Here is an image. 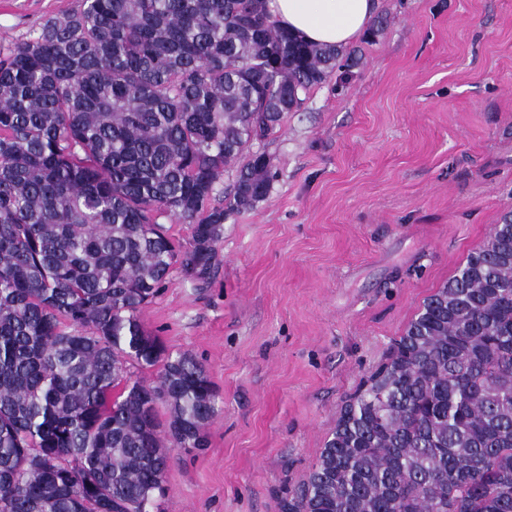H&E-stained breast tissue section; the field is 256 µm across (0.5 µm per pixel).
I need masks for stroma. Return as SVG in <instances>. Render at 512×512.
<instances>
[{"label":"stroma","instance_id":"obj_1","mask_svg":"<svg viewBox=\"0 0 512 512\" xmlns=\"http://www.w3.org/2000/svg\"><path fill=\"white\" fill-rule=\"evenodd\" d=\"M77 0H0V51ZM377 36L253 149L270 190L204 285L140 321L202 362L219 414L172 449L161 512H282L423 301L512 218V0H378Z\"/></svg>","mask_w":512,"mask_h":512}]
</instances>
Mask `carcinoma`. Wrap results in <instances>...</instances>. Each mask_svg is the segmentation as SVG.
Listing matches in <instances>:
<instances>
[{"instance_id": "obj_1", "label": "carcinoma", "mask_w": 512, "mask_h": 512, "mask_svg": "<svg viewBox=\"0 0 512 512\" xmlns=\"http://www.w3.org/2000/svg\"><path fill=\"white\" fill-rule=\"evenodd\" d=\"M342 56L266 0H80L0 55V512H151L167 447L208 446L205 367L137 313L175 263L210 278L224 221L269 193L250 145ZM284 510L512 512V220L424 301Z\"/></svg>"}]
</instances>
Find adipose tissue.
Listing matches in <instances>:
<instances>
[{"instance_id":"1","label":"adipose tissue","mask_w":512,"mask_h":512,"mask_svg":"<svg viewBox=\"0 0 512 512\" xmlns=\"http://www.w3.org/2000/svg\"><path fill=\"white\" fill-rule=\"evenodd\" d=\"M279 24L307 42L344 47L362 36L377 0H268Z\"/></svg>"}]
</instances>
